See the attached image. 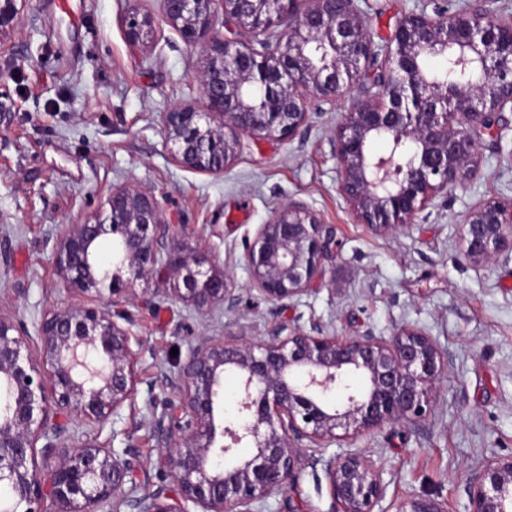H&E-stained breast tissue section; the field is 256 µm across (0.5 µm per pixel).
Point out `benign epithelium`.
I'll list each match as a JSON object with an SVG mask.
<instances>
[{"label":"benign epithelium","mask_w":512,"mask_h":512,"mask_svg":"<svg viewBox=\"0 0 512 512\" xmlns=\"http://www.w3.org/2000/svg\"><path fill=\"white\" fill-rule=\"evenodd\" d=\"M402 13L377 43L357 0H161L165 19L206 57L201 106H175L160 121L171 158L215 174L239 157L244 141H291L310 125L311 106L347 103L330 137L338 191L359 224L376 235L406 229L437 195L477 175L484 137L501 139L512 112V15L495 0H470L453 12L428 0ZM221 29H216V21ZM149 14L126 21L137 46ZM440 56L446 67L426 61ZM381 141L387 150L376 153ZM461 256L512 262V197L472 208L459 226ZM57 274L83 300L36 326L46 370L25 353L26 324L0 313V512H263L293 488L302 466L324 470L337 512L376 510L384 469L360 452L325 453L336 430H421L437 404L448 354L423 329L390 336L372 329L338 336L278 324L264 336H198L164 382L177 400L151 412L157 460L172 485L136 483L134 452L119 455L82 439L77 419L95 428L120 414L137 390L128 293L140 302L171 297L209 315L236 313L239 295L216 259L189 245L140 189L112 191L105 218L57 224ZM253 289L270 314L312 289L338 254L331 226L302 201L258 225L245 252ZM236 387L234 415L222 419L224 379ZM308 448L318 453L306 455ZM466 512H512V455L495 456L467 477ZM396 512H446L420 497Z\"/></svg>","instance_id":"benign-epithelium-1"}]
</instances>
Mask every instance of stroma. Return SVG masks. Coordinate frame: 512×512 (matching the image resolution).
<instances>
[{"mask_svg":"<svg viewBox=\"0 0 512 512\" xmlns=\"http://www.w3.org/2000/svg\"><path fill=\"white\" fill-rule=\"evenodd\" d=\"M423 0H358L375 39ZM12 21L0 27V312L35 328L79 302L57 276L48 230L104 217L113 189L150 192L191 245L215 254L241 302L234 315L202 317L185 303L131 305L138 347L137 391L98 442L134 449L153 482L159 448L142 420L176 393L163 381L197 336L224 330L264 335L272 319L342 335H390L424 328L450 357L424 432L385 430L337 440L335 449L370 455L385 470L384 512L418 497L466 512V478L512 453V262L475 264L459 256V223L479 202L512 196V112L500 141L484 142L467 189L438 195L414 224L387 236L356 223L337 190L329 138L336 114L313 116L292 142L248 140L223 173L179 167L160 115L199 106L200 56L164 18L159 0H0ZM154 18L152 38L132 46L125 19ZM332 225L339 260L278 317L250 285L244 253L258 224L289 200ZM268 512H333L322 468H304L297 486L273 495Z\"/></svg>","mask_w":512,"mask_h":512,"instance_id":"stroma-1","label":"stroma"}]
</instances>
